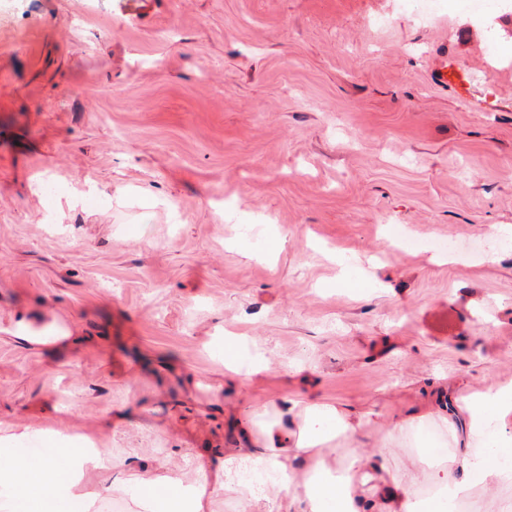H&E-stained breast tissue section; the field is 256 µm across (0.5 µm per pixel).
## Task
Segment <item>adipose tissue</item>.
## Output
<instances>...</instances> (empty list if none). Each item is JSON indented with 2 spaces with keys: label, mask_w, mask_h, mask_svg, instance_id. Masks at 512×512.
I'll use <instances>...</instances> for the list:
<instances>
[{
  "label": "adipose tissue",
  "mask_w": 512,
  "mask_h": 512,
  "mask_svg": "<svg viewBox=\"0 0 512 512\" xmlns=\"http://www.w3.org/2000/svg\"><path fill=\"white\" fill-rule=\"evenodd\" d=\"M458 409L462 421L447 426L452 437H463L464 449L448 463L436 464L427 480L461 500L471 496L476 470H483L486 484L512 483V472L499 468L494 454L495 446L512 440L487 430L492 420L502 427L512 423V385L460 395ZM254 415L266 420L262 443L236 449L214 469L201 463L187 474L166 459L142 465L127 455L62 443L41 459L1 456L0 477L10 480L14 498L24 502L27 512H62L77 498L82 479L95 472L115 475L103 495L135 491L144 512H156L163 502L206 512L210 496L218 492L233 495L241 512H248L256 494L239 471L249 463L276 473L267 495L288 512H433L417 499L411 477L393 476L388 449L366 451L364 416L299 400L266 405ZM339 435L348 446L336 458L327 444Z\"/></svg>",
  "instance_id": "obj_1"
}]
</instances>
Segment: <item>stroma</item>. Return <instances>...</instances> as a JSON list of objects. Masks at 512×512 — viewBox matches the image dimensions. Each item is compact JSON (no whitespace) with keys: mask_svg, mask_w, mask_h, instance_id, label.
<instances>
[{"mask_svg":"<svg viewBox=\"0 0 512 512\" xmlns=\"http://www.w3.org/2000/svg\"><path fill=\"white\" fill-rule=\"evenodd\" d=\"M502 12L0 0V455L216 466L288 397L370 414L425 491L437 411L512 384ZM228 336L266 369L225 374Z\"/></svg>","mask_w":512,"mask_h":512,"instance_id":"stroma-1","label":"stroma"}]
</instances>
